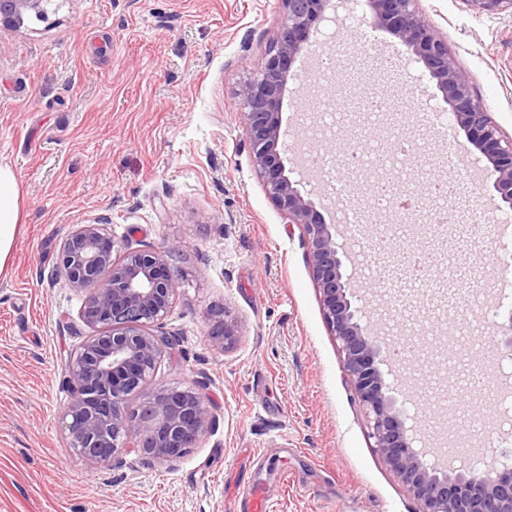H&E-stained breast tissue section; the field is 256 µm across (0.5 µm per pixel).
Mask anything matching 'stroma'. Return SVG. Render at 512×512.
<instances>
[{
    "instance_id": "1",
    "label": "stroma",
    "mask_w": 512,
    "mask_h": 512,
    "mask_svg": "<svg viewBox=\"0 0 512 512\" xmlns=\"http://www.w3.org/2000/svg\"><path fill=\"white\" fill-rule=\"evenodd\" d=\"M475 95L512 136V16H478L467 0H419ZM352 9L319 21L298 79L281 108L284 164L311 191L325 219L332 196L301 162L297 105L336 89L317 70L327 46L369 36L372 62L359 87L394 101L363 123L365 137L422 146L410 184L418 203L408 237L458 271L405 292L406 310L346 262L360 305L382 338L381 369L418 423L416 445L437 448L438 427L463 413L443 362L418 365L402 349L409 319L432 347L455 351L463 335L491 340L512 314L499 257L512 239L497 230L495 191L478 151L458 127L442 129L417 108L447 111L423 63L385 28L346 27ZM284 21L280 0H53L46 19L0 30V164L20 189L16 238L0 268V512H250L237 486L263 485L269 512H418L413 494L385 465L365 410L342 368L322 314L298 225L289 223L256 174L235 92L256 72ZM395 53L394 69L378 58ZM456 143L460 168L445 161ZM468 177L447 195L446 223L431 228L427 184ZM108 222L134 249L180 250L184 282L163 327L179 339L158 383L205 382L212 427L168 461L136 449L89 470L67 447L59 414L69 400L66 360L87 330L84 293L56 275L75 225ZM226 313L237 341L222 351L209 330ZM484 397L483 433L494 452L499 416L512 407V358L474 365Z\"/></svg>"
}]
</instances>
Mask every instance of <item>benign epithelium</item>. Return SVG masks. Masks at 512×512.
<instances>
[{
    "mask_svg": "<svg viewBox=\"0 0 512 512\" xmlns=\"http://www.w3.org/2000/svg\"><path fill=\"white\" fill-rule=\"evenodd\" d=\"M53 0H0V29L26 16H46ZM286 18L260 69L240 83L237 98L244 117L253 166L267 194L291 224L303 230L309 266L323 317L335 337L342 364L362 403L375 447L391 472L420 505L419 512H512V466L448 468L414 447L413 426L390 396L379 367L378 337L362 322L345 279L334 225L308 192L291 180L281 151V106L292 66L309 46L316 24L332 0H281ZM418 0H368V21L386 28L423 62L448 105L454 124L485 158L487 178L497 193V210H512V137L473 94L448 44L429 25ZM477 13L512 14V0H467ZM164 251L120 249L104 222L78 224L64 241L58 273L69 287L86 293L79 319L88 336L70 353L64 384L70 399L61 413L68 447L91 470L110 465L125 448L164 461L195 447L211 428L203 388L156 386L138 408L129 396L154 381L161 362L172 358L176 339L162 331L181 275ZM211 340L221 350L236 342L235 325L216 314ZM497 346L512 355V314L499 326Z\"/></svg>",
    "mask_w": 512,
    "mask_h": 512,
    "instance_id": "1",
    "label": "benign epithelium"
}]
</instances>
